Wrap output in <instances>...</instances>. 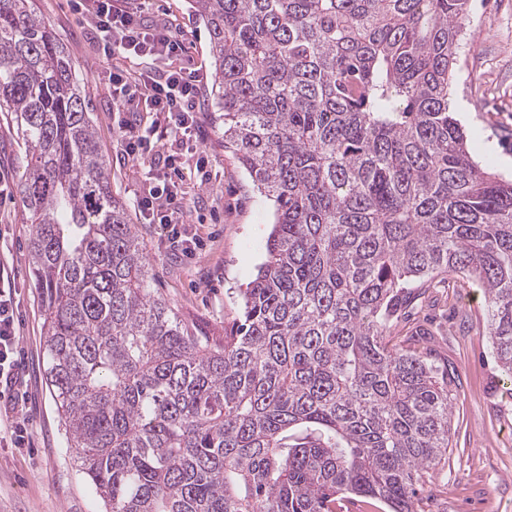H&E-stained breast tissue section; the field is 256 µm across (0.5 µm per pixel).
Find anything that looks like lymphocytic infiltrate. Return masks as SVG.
I'll return each instance as SVG.
<instances>
[{
  "label": "lymphocytic infiltrate",
  "mask_w": 512,
  "mask_h": 512,
  "mask_svg": "<svg viewBox=\"0 0 512 512\" xmlns=\"http://www.w3.org/2000/svg\"><path fill=\"white\" fill-rule=\"evenodd\" d=\"M148 0H82L86 20L99 36L105 57L120 54L128 68L112 72V100L117 111L155 112L163 128L124 122L123 159L134 165L145 162L151 143L196 148L200 110L198 91L202 76L190 62L182 61L183 40L169 24L150 22L144 14ZM156 61L167 62L164 71L153 70ZM140 213L150 223L161 225L168 247L184 257H193L198 247L186 225L190 211L173 176L163 178L162 188L137 200ZM18 292L0 280V390L14 388L23 368L18 359L20 341Z\"/></svg>",
  "instance_id": "1"
}]
</instances>
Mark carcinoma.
<instances>
[{
	"instance_id": "cac0c4a2",
	"label": "carcinoma",
	"mask_w": 512,
	"mask_h": 512,
	"mask_svg": "<svg viewBox=\"0 0 512 512\" xmlns=\"http://www.w3.org/2000/svg\"><path fill=\"white\" fill-rule=\"evenodd\" d=\"M224 150L274 208L241 319L195 335L153 274L88 100L33 0H0V112L24 148L46 385L107 512H416L448 375L386 341L413 285L484 289L512 381V179L448 90L469 0H191Z\"/></svg>"
}]
</instances>
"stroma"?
Listing matches in <instances>:
<instances>
[{
    "label": "stroma",
    "instance_id": "1",
    "mask_svg": "<svg viewBox=\"0 0 512 512\" xmlns=\"http://www.w3.org/2000/svg\"><path fill=\"white\" fill-rule=\"evenodd\" d=\"M471 24L461 42L451 83V105L479 163L511 179L512 0H470ZM34 9L59 34L90 100L112 190L137 224L152 265L153 285L183 324L221 342L240 315L241 290L265 260L272 210L230 152L211 108L212 64L208 32L188 0H152V15L183 33L185 55L200 67L199 156L211 182L187 176L182 192L192 212L189 229L200 248L188 259L171 252L159 225L147 223L135 200L147 182L121 158L123 119L112 101V64L103 56L76 0H34ZM25 159L18 132L0 114V273L20 296L18 387L29 421V442L0 441V512H105L67 448L64 425L46 387L43 308L28 267L30 227L20 197ZM484 293L462 277L438 282L429 299L406 309L393 341L416 336L448 368L451 438L448 459L424 472L417 512H512V382L507 381L486 333Z\"/></svg>",
    "mask_w": 512,
    "mask_h": 512
}]
</instances>
